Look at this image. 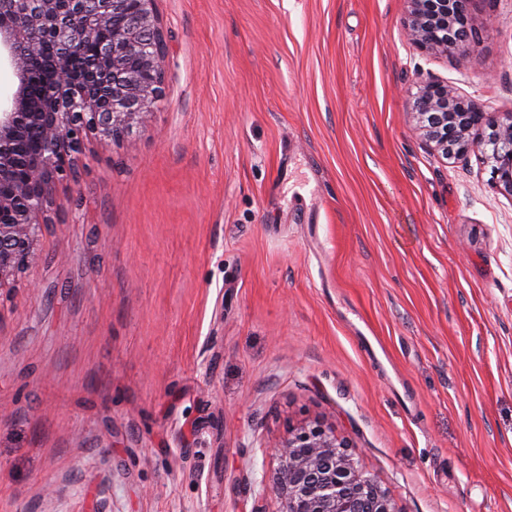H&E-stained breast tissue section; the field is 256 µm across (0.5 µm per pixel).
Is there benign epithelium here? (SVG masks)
Segmentation results:
<instances>
[{
	"mask_svg": "<svg viewBox=\"0 0 512 512\" xmlns=\"http://www.w3.org/2000/svg\"><path fill=\"white\" fill-rule=\"evenodd\" d=\"M155 0H0V49L13 85L0 95V290L39 258L53 187L76 173L84 140L116 141L163 97L167 46ZM409 40L464 66L481 21L470 0H408ZM54 73L39 94L31 72L46 52ZM410 115L431 150L447 159L484 148L492 188L512 200V113L464 100L438 80L419 85ZM275 477L261 483L277 512H399L358 464L353 446L322 421L273 445Z\"/></svg>",
	"mask_w": 512,
	"mask_h": 512,
	"instance_id": "1",
	"label": "benign epithelium"
}]
</instances>
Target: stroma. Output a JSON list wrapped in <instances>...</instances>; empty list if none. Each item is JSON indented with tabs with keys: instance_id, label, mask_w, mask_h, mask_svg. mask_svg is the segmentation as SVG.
Masks as SVG:
<instances>
[{
	"instance_id": "obj_1",
	"label": "stroma",
	"mask_w": 512,
	"mask_h": 512,
	"mask_svg": "<svg viewBox=\"0 0 512 512\" xmlns=\"http://www.w3.org/2000/svg\"><path fill=\"white\" fill-rule=\"evenodd\" d=\"M154 8L162 101L0 291V512H276L314 419L399 512H512V201L408 114L430 78L512 113V0H473L464 67L407 0Z\"/></svg>"
}]
</instances>
